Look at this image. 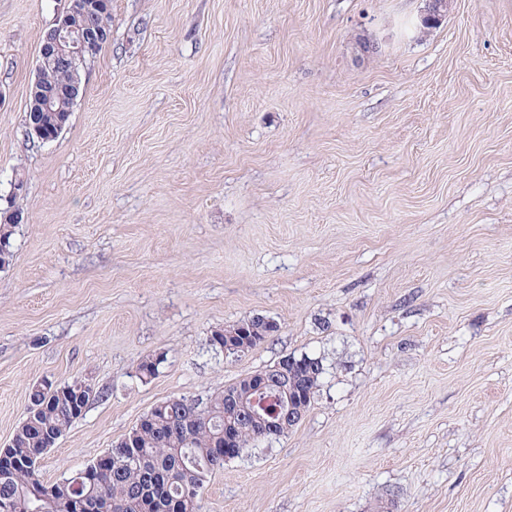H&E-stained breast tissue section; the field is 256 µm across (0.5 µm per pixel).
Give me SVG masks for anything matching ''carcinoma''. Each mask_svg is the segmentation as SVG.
<instances>
[{
  "mask_svg": "<svg viewBox=\"0 0 512 512\" xmlns=\"http://www.w3.org/2000/svg\"><path fill=\"white\" fill-rule=\"evenodd\" d=\"M69 70L58 66L47 71L44 86L58 94V106L69 107L66 96ZM325 373L322 359L306 354L293 369L298 397L312 399ZM80 379L68 383L72 392L59 397L32 386L28 407L39 410L25 416L11 440L12 456L37 459L53 436H61L87 405L78 393ZM238 390L245 405L227 403L226 394ZM248 378L212 394L205 404L172 397L154 405L145 421L133 428L136 447L121 439L99 459L56 484L47 486L39 469L0 464V512H203V492L213 473L224 467V449L242 453L252 443L265 440L261 425L247 420L224 438V423L252 412L264 414L286 401V394L271 387L256 403L248 395Z\"/></svg>",
  "mask_w": 512,
  "mask_h": 512,
  "instance_id": "1",
  "label": "carcinoma"
}]
</instances>
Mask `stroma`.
I'll return each mask as SVG.
<instances>
[{
  "mask_svg": "<svg viewBox=\"0 0 512 512\" xmlns=\"http://www.w3.org/2000/svg\"><path fill=\"white\" fill-rule=\"evenodd\" d=\"M64 0H0V447L31 387L103 391L52 485L158 402L323 360L204 512H512V0H112L54 141L25 133ZM371 39L377 53L364 54ZM278 332L212 346L254 315ZM164 353L153 377L139 366Z\"/></svg>",
  "mask_w": 512,
  "mask_h": 512,
  "instance_id": "1",
  "label": "stroma"
}]
</instances>
